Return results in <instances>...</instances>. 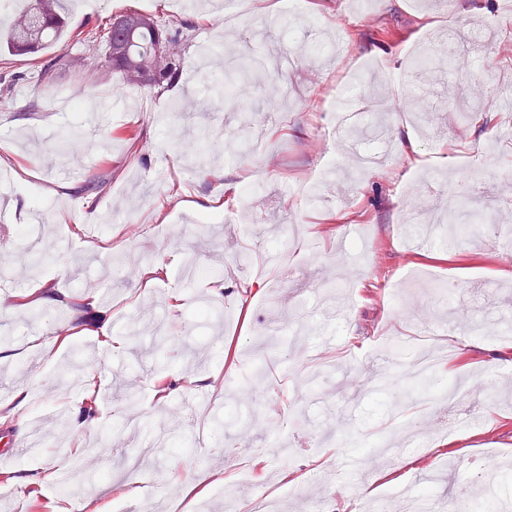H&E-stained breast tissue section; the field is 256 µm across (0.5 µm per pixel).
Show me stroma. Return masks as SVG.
Listing matches in <instances>:
<instances>
[{
  "label": "stroma",
  "mask_w": 512,
  "mask_h": 512,
  "mask_svg": "<svg viewBox=\"0 0 512 512\" xmlns=\"http://www.w3.org/2000/svg\"><path fill=\"white\" fill-rule=\"evenodd\" d=\"M144 10L194 23L183 68L212 45L208 86L191 96L182 81L131 89L93 66L77 32ZM64 14L69 35L39 56L0 47V77L11 82L0 98V170L13 177L0 186L12 203L0 262L23 284L0 291V337L15 352L0 363V430L47 432L43 447L0 462V472L98 458L83 475L104 477L91 495L100 512H112L114 485L131 475L145 492L128 512H240L259 492L270 512H358L384 491L397 506L415 476L407 459L422 457L440 496L512 501V480L487 481L497 458L512 456V251L475 230L483 216L512 229V112L481 104L491 86L512 83L505 0H303L293 14L288 0H252L232 25L208 0L194 10L67 0ZM464 23L489 30L488 48L478 56L455 42L451 57L423 67L421 99L407 104L402 83L428 34ZM276 45L288 64L247 74L224 98L226 54L262 59ZM79 57L89 63L80 73ZM49 59L59 74L47 88L37 72ZM361 70V98L384 128L359 136L352 154L327 94ZM260 113L271 117L265 152L229 151L230 135ZM464 161L484 188L456 213L466 234L443 231L417 249L399 228L405 210L447 208L442 179ZM330 163L353 182L320 180ZM64 169L82 175L66 179ZM103 178V193L86 191ZM30 224L37 253L18 233ZM348 225L356 237L343 238ZM269 248L281 250L278 265L265 263ZM242 253L250 265L238 266ZM42 289L60 296L58 309L38 305ZM453 301L472 305L488 334L450 322ZM62 332L67 342L55 343ZM113 340L122 352L102 355ZM437 350L451 353L440 378L474 385L496 371L480 425L445 428L436 417L446 402L401 388L412 363ZM21 389L28 406L8 416ZM91 397L86 427L57 424ZM413 416L433 422L418 447L406 437ZM346 454L355 471H344ZM477 460L487 472L474 471ZM206 471L223 481L185 493ZM80 505L54 483L0 482V512Z\"/></svg>",
  "instance_id": "stroma-1"
}]
</instances>
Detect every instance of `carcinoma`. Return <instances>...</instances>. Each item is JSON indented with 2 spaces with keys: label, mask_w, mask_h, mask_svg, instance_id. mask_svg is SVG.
<instances>
[{
  "label": "carcinoma",
  "mask_w": 512,
  "mask_h": 512,
  "mask_svg": "<svg viewBox=\"0 0 512 512\" xmlns=\"http://www.w3.org/2000/svg\"><path fill=\"white\" fill-rule=\"evenodd\" d=\"M60 0H37L35 7L8 21L0 29V42L18 55H35L62 39L68 24L61 14ZM195 25L188 20L172 28L151 14L130 12L115 16L100 34L91 30L83 42L104 48L98 67L116 74L123 84L162 90L181 76V61L190 32ZM61 489L86 496L93 482H75L68 476L58 478Z\"/></svg>",
  "instance_id": "1"
}]
</instances>
